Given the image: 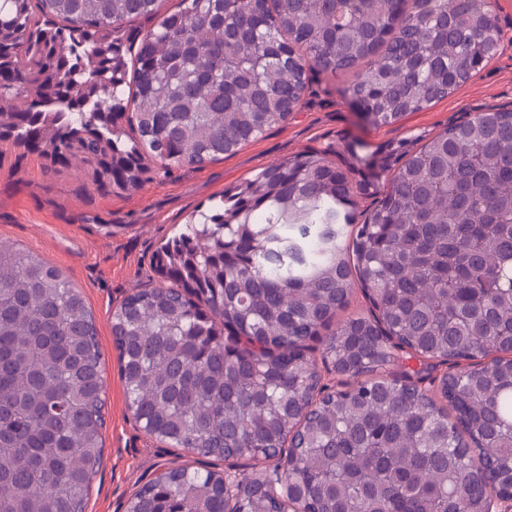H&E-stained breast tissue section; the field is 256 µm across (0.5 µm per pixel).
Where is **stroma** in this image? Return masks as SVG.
Instances as JSON below:
<instances>
[{"label":"stroma","instance_id":"stroma-1","mask_svg":"<svg viewBox=\"0 0 512 512\" xmlns=\"http://www.w3.org/2000/svg\"><path fill=\"white\" fill-rule=\"evenodd\" d=\"M504 33L498 54L470 81L431 108L401 123L374 129L358 116L339 75L312 81L288 122L234 155L198 167H153L143 186L122 196L96 189L85 170H45V161L22 148L0 146V241L24 247L57 266L81 290L99 330L107 379L103 457L85 512H125L131 495L154 474L195 455L148 436L133 420L112 344V311L134 289L153 286L150 260L187 215L204 207L224 188L271 162L305 150L334 148L343 162L357 153L363 162L357 182L384 183L382 151L417 136L435 134L466 114L490 107L512 108V0H493Z\"/></svg>","mask_w":512,"mask_h":512}]
</instances>
